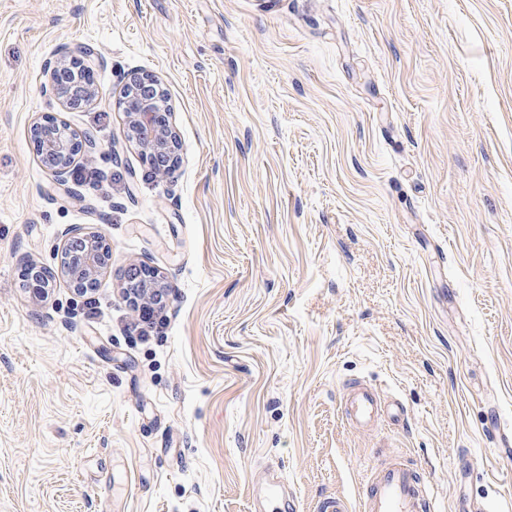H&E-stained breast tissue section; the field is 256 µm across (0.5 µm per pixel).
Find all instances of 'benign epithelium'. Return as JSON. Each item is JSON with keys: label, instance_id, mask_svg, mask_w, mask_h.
I'll return each instance as SVG.
<instances>
[{"label": "benign epithelium", "instance_id": "benign-epithelium-1", "mask_svg": "<svg viewBox=\"0 0 512 512\" xmlns=\"http://www.w3.org/2000/svg\"><path fill=\"white\" fill-rule=\"evenodd\" d=\"M95 72L91 53L82 47L61 51L48 64L51 88L68 106L75 99L86 104L98 99ZM119 105L127 115L129 142L138 147L142 160L155 174L171 175L178 164L180 143L169 121V101L156 77L150 73L130 76L122 86ZM33 136L40 156L62 186L73 163L97 146L92 132L77 134L52 116L33 125ZM64 237L58 273L77 294L94 290L107 272L112 249L102 237L77 227L68 229ZM21 272L26 282L35 281L42 289L54 278V273L33 263L22 265ZM118 292L134 312L155 293L169 295V285L160 270L142 265L136 276L120 283Z\"/></svg>", "mask_w": 512, "mask_h": 512}]
</instances>
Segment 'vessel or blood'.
Here are the masks:
<instances>
[{
	"label": "vessel or blood",
	"instance_id": "vessel-or-blood-1",
	"mask_svg": "<svg viewBox=\"0 0 512 512\" xmlns=\"http://www.w3.org/2000/svg\"><path fill=\"white\" fill-rule=\"evenodd\" d=\"M401 420L407 409L400 401L381 406L373 391L357 381L349 382L343 397V412L351 421L367 426L381 412ZM359 512H437L431 486L418 468L394 459L371 470L365 489L359 496Z\"/></svg>",
	"mask_w": 512,
	"mask_h": 512
}]
</instances>
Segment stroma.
I'll return each instance as SVG.
<instances>
[{
  "label": "stroma",
  "mask_w": 512,
  "mask_h": 512,
  "mask_svg": "<svg viewBox=\"0 0 512 512\" xmlns=\"http://www.w3.org/2000/svg\"><path fill=\"white\" fill-rule=\"evenodd\" d=\"M74 44L100 60L79 112L45 73ZM140 72L172 105L166 178L118 104ZM45 114L94 133L97 182L56 184ZM73 226L111 267L35 297L22 264L57 266ZM135 264L170 287L146 335ZM352 380L405 423L348 426ZM492 421L512 431V0H0V512H316L396 457L439 512H512ZM135 277L126 278L117 288L121 298L126 302L132 312L144 301H149L150 297L157 294L169 295V285L157 268L138 266Z\"/></svg>",
  "instance_id": "1"
}]
</instances>
